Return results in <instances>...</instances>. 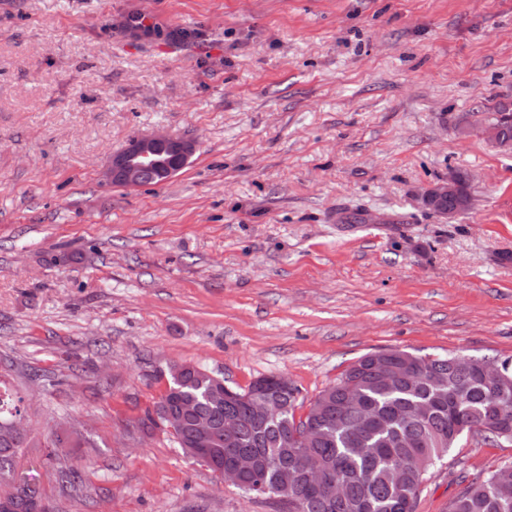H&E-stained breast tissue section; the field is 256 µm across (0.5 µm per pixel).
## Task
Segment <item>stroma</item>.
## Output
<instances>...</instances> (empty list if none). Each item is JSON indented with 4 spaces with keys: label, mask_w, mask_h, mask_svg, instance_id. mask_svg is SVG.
Returning a JSON list of instances; mask_svg holds the SVG:
<instances>
[{
    "label": "stroma",
    "mask_w": 512,
    "mask_h": 512,
    "mask_svg": "<svg viewBox=\"0 0 512 512\" xmlns=\"http://www.w3.org/2000/svg\"><path fill=\"white\" fill-rule=\"evenodd\" d=\"M501 103L512 0H0V384L33 437L17 475L50 512H288L134 430L170 363L240 390L286 377L301 415L368 354L512 364V152L480 129ZM160 128L196 140L188 167L103 179ZM454 169L470 209L418 208ZM509 462L512 442L463 436L416 512Z\"/></svg>",
    "instance_id": "35a3bbf8"
}]
</instances>
